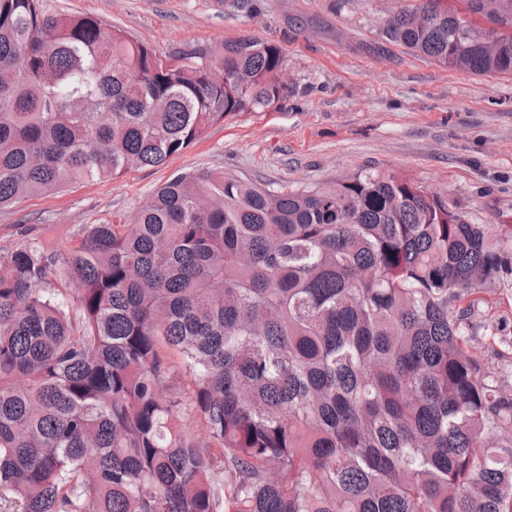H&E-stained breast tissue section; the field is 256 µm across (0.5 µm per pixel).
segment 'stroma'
<instances>
[{
  "mask_svg": "<svg viewBox=\"0 0 512 512\" xmlns=\"http://www.w3.org/2000/svg\"><path fill=\"white\" fill-rule=\"evenodd\" d=\"M412 0H47L124 29L159 55L242 35L279 45L296 87L273 111L230 115L155 168L25 196L0 209V246L57 242L82 224L132 218L174 174L221 171L274 189L358 171L400 172L447 195L473 224L512 235V75L478 76L382 34Z\"/></svg>",
  "mask_w": 512,
  "mask_h": 512,
  "instance_id": "obj_1",
  "label": "stroma"
}]
</instances>
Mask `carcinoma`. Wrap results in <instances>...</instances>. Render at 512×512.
Wrapping results in <instances>:
<instances>
[{
	"instance_id": "carcinoma-1",
	"label": "carcinoma",
	"mask_w": 512,
	"mask_h": 512,
	"mask_svg": "<svg viewBox=\"0 0 512 512\" xmlns=\"http://www.w3.org/2000/svg\"><path fill=\"white\" fill-rule=\"evenodd\" d=\"M488 2L506 30L416 0L382 34L512 75ZM282 68L252 36L163 57L0 0V207L160 166L285 101ZM508 276L487 225L371 171L180 173L128 222L0 248V512H512V336L476 297Z\"/></svg>"
}]
</instances>
